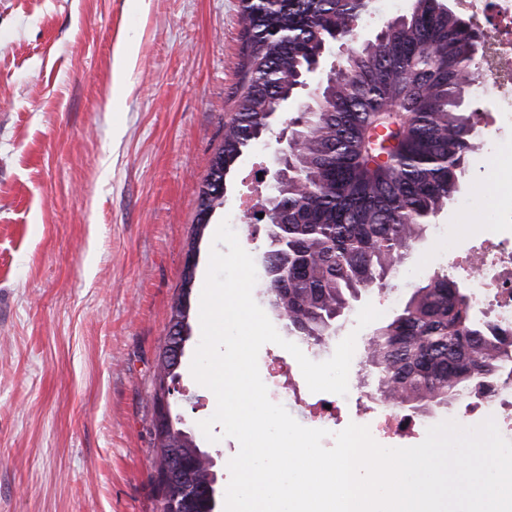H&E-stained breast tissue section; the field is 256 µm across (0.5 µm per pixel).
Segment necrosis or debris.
Listing matches in <instances>:
<instances>
[{"instance_id": "necrosis-or-debris-1", "label": "necrosis or debris", "mask_w": 512, "mask_h": 512, "mask_svg": "<svg viewBox=\"0 0 512 512\" xmlns=\"http://www.w3.org/2000/svg\"><path fill=\"white\" fill-rule=\"evenodd\" d=\"M463 13L476 31L488 33L493 61L483 70L488 90L496 97V120L512 119V0H461ZM497 159L498 192L487 212L491 233L477 238L465 256L449 254L447 270L465 280L488 335L512 340V143L490 147ZM469 411L494 409L501 435L512 440V368L473 388Z\"/></svg>"}]
</instances>
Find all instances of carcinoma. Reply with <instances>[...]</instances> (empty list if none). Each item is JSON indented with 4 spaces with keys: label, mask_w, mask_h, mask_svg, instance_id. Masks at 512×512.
I'll list each match as a JSON object with an SVG mask.
<instances>
[{
    "label": "carcinoma",
    "mask_w": 512,
    "mask_h": 512,
    "mask_svg": "<svg viewBox=\"0 0 512 512\" xmlns=\"http://www.w3.org/2000/svg\"><path fill=\"white\" fill-rule=\"evenodd\" d=\"M370 12L371 0H279L274 8L241 0V86L199 191V213L224 205V178L271 133V114L298 96L323 46H346L316 110L294 118L305 137L268 216L281 223L289 249L288 258L275 255L264 266L262 287L288 317V331L307 343L321 342L352 298L395 271L396 258L457 193L474 148L461 83L463 69H478L470 24L443 0H414L365 38ZM284 261L288 282L281 283L271 268ZM192 282L184 269L171 331L189 327ZM176 344L168 335L160 382L175 376L178 361L169 351ZM366 359L382 398L423 413L453 404L512 364V349L485 334L467 289L443 271L377 329ZM154 447L162 468L181 467L200 451L177 426ZM214 482L207 470L194 471L192 490L181 495L185 512H215L216 499L207 495Z\"/></svg>",
    "instance_id": "cac0c4a2"
}]
</instances>
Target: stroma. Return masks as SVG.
Returning a JSON list of instances; mask_svg holds the SVG:
<instances>
[{"label":"stroma","mask_w":512,"mask_h":512,"mask_svg":"<svg viewBox=\"0 0 512 512\" xmlns=\"http://www.w3.org/2000/svg\"><path fill=\"white\" fill-rule=\"evenodd\" d=\"M240 0H0V512H155L154 388L185 256L197 245L190 337L170 381L215 460L217 491L238 443L205 439L216 409L190 370L214 233L240 197L263 198L271 151L251 148L225 178L199 242V190L241 79ZM476 129L458 192L411 249L401 277L362 291L318 345L355 335L351 375L368 376L358 327L373 304L406 301L487 222V148L512 141L492 99H466Z\"/></svg>","instance_id":"35a3bbf8"}]
</instances>
